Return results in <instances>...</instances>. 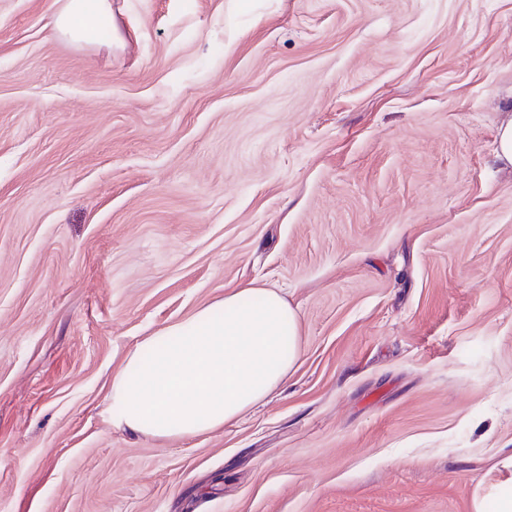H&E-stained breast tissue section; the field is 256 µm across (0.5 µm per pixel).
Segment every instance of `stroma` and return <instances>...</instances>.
I'll return each mask as SVG.
<instances>
[{"label": "stroma", "mask_w": 512, "mask_h": 512, "mask_svg": "<svg viewBox=\"0 0 512 512\" xmlns=\"http://www.w3.org/2000/svg\"><path fill=\"white\" fill-rule=\"evenodd\" d=\"M0 0V512H470L512 452V0ZM299 315L223 430L114 428L149 333ZM105 21L112 27V1L66 0L63 7L49 16L45 27L56 38L81 43Z\"/></svg>", "instance_id": "35a3bbf8"}]
</instances>
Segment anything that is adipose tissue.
<instances>
[{"mask_svg":"<svg viewBox=\"0 0 512 512\" xmlns=\"http://www.w3.org/2000/svg\"><path fill=\"white\" fill-rule=\"evenodd\" d=\"M112 19L111 0H65L46 22L73 43ZM302 355L298 313L279 291L246 286L143 339L113 375V427L157 440L223 428L264 403ZM494 470L508 479L477 489L470 512H512V454Z\"/></svg>","mask_w":512,"mask_h":512,"instance_id":"obj_1","label":"adipose tissue"}]
</instances>
